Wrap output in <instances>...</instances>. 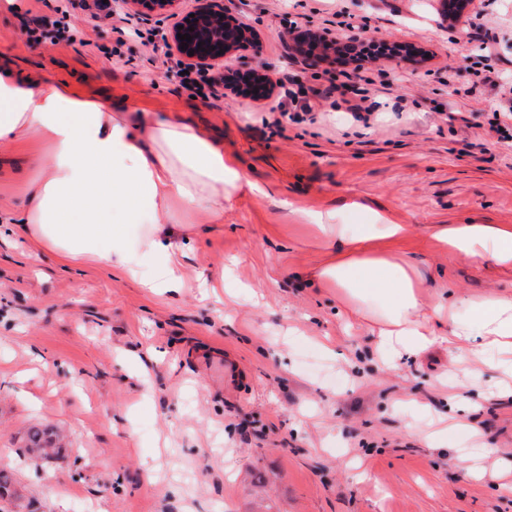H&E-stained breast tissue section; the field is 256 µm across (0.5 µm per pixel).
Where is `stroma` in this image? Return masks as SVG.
I'll return each mask as SVG.
<instances>
[{
  "label": "stroma",
  "mask_w": 512,
  "mask_h": 512,
  "mask_svg": "<svg viewBox=\"0 0 512 512\" xmlns=\"http://www.w3.org/2000/svg\"><path fill=\"white\" fill-rule=\"evenodd\" d=\"M214 6L255 26L252 64H273L300 96L327 90L342 68L288 59L291 20L409 43L418 55L381 62L387 87L374 95L371 125L329 98L279 134L261 117L282 89L267 100L226 88L197 97L108 20L92 50L31 38L58 19L90 26L94 0H0V53L19 69L135 100L154 118H189L266 189L225 210L223 223L197 216L203 233L189 242L177 295L98 262L62 261L37 242L0 245V471L16 490L0 512H512V393L499 390V371L444 350L385 364L369 323L334 290L299 287L324 253L296 215L414 225L397 250L414 262L425 301L511 292L512 273L448 258L421 230L512 224V148L490 130L498 90L470 75L512 73V0H473L455 21L443 20L440 0ZM451 67L462 73L458 95L441 82ZM50 152L35 139L0 149L1 218L37 178L33 159ZM224 356L242 368L245 392L226 390L211 366ZM445 414L491 447L480 471L457 457ZM34 426L62 437L59 454L26 451Z\"/></svg>",
  "instance_id": "1"
}]
</instances>
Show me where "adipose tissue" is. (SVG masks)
<instances>
[{
  "label": "adipose tissue",
  "mask_w": 512,
  "mask_h": 512,
  "mask_svg": "<svg viewBox=\"0 0 512 512\" xmlns=\"http://www.w3.org/2000/svg\"><path fill=\"white\" fill-rule=\"evenodd\" d=\"M27 136L47 143L51 157L29 185L14 237L65 260L101 262L157 292L182 286L188 217L223 223L241 191L262 192L197 123L21 77L1 54L0 145ZM309 220L325 254L311 286L335 289L351 314L368 320L388 363L444 348L512 376V295L425 304L412 261L389 250L412 225L340 224L332 211ZM424 235L449 258L512 271L511 224H436Z\"/></svg>",
  "instance_id": "obj_1"
}]
</instances>
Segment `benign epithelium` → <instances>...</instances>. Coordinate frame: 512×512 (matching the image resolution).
Segmentation results:
<instances>
[{"instance_id": "1", "label": "benign epithelium", "mask_w": 512, "mask_h": 512, "mask_svg": "<svg viewBox=\"0 0 512 512\" xmlns=\"http://www.w3.org/2000/svg\"><path fill=\"white\" fill-rule=\"evenodd\" d=\"M111 5L144 15L154 11H173L177 0H111ZM184 34L190 35L192 40L182 42L180 36ZM166 39L190 64L206 66L218 62L229 66L233 61L232 53L246 47L250 40L257 39V34L245 18L214 8L212 0H197L192 15H186L175 23ZM291 41L289 50L295 58L333 61L337 38L328 31L313 32L303 40L293 37ZM191 50L194 51L192 55L189 54ZM239 66L246 69L254 84L271 89L270 68L256 67L246 60L240 61Z\"/></svg>"}]
</instances>
